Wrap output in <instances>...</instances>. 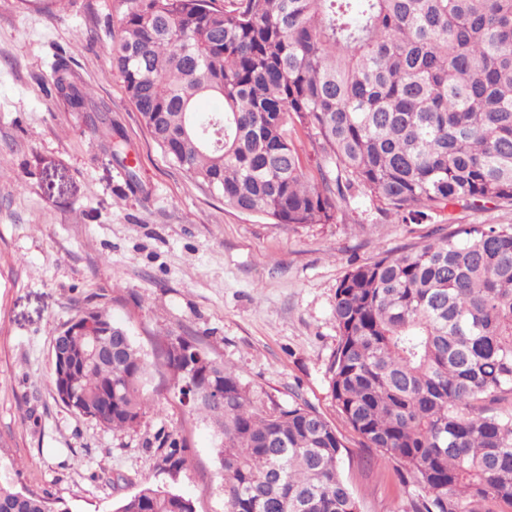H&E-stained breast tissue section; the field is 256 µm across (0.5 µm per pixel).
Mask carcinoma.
<instances>
[{
	"label": "carcinoma",
	"mask_w": 512,
	"mask_h": 512,
	"mask_svg": "<svg viewBox=\"0 0 512 512\" xmlns=\"http://www.w3.org/2000/svg\"><path fill=\"white\" fill-rule=\"evenodd\" d=\"M110 49L143 126L224 205L276 224H332L361 193L386 218L422 224L435 210L512 204V0H126ZM52 90L73 112L91 92L68 61ZM202 98L220 106L203 120ZM318 149L301 165L296 128ZM126 186L141 184L106 119L93 124ZM338 343L329 386L367 449L406 472L412 512H512V225L470 224L418 250L349 268L336 286ZM126 337L119 357L85 362L87 336ZM72 364L53 375L73 413L122 430L140 420L149 365L126 326L87 308L56 336ZM157 356L190 410L222 437L225 512H357L340 471L344 444L305 405H254L234 371L207 359L189 395L181 351ZM224 388V405L202 389ZM184 463L177 434L161 444ZM0 512H68L0 482ZM113 512H195L146 483Z\"/></svg>",
	"instance_id": "obj_1"
}]
</instances>
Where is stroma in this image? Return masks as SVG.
Listing matches in <instances>:
<instances>
[{"label":"stroma","mask_w":512,"mask_h":512,"mask_svg":"<svg viewBox=\"0 0 512 512\" xmlns=\"http://www.w3.org/2000/svg\"><path fill=\"white\" fill-rule=\"evenodd\" d=\"M124 11L123 0H0V474L68 512H111L147 482L196 512H224L220 439L156 356L165 337L182 336L232 367L254 404L304 403L332 423L359 512H407L414 487L361 447L331 396L336 285L350 265L398 256L448 224H512V204L423 224L387 219L364 195L332 224L226 207L163 155L113 73ZM59 55L124 138L142 192L128 193L87 113L50 95ZM84 307L107 308L149 363L133 428L100 427L55 394L53 338ZM171 432L186 444L177 470L160 458Z\"/></svg>","instance_id":"35a3bbf8"}]
</instances>
